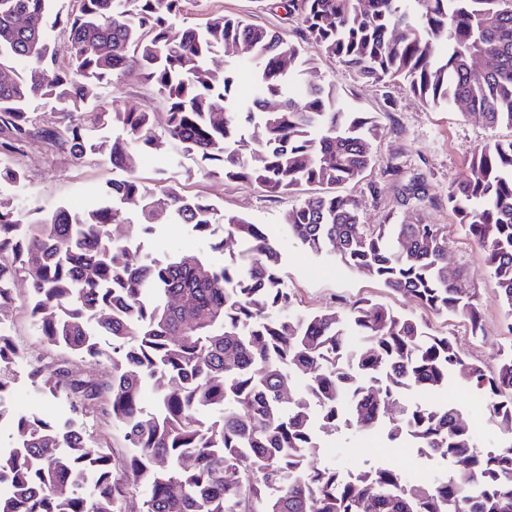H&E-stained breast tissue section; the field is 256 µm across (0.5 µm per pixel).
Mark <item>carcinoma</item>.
Returning <instances> with one entry per match:
<instances>
[{
    "mask_svg": "<svg viewBox=\"0 0 512 512\" xmlns=\"http://www.w3.org/2000/svg\"><path fill=\"white\" fill-rule=\"evenodd\" d=\"M50 0H0V67L24 72L0 82V156L40 137L80 160L93 150L129 173L80 212L64 207L25 224L0 197V311L20 279L43 344L33 356L0 335V396L23 361L44 395L63 396L56 418L10 415L15 443L0 451V512H122L129 490L140 512H512V446L482 448L459 410L420 408L405 392H440L455 378L485 396L512 434V346L498 367L468 360L452 336L422 317L364 300L346 310L303 312L284 288L275 237L247 217L219 213L174 186L155 193L135 173L159 139L155 113L112 107L77 111L95 88L129 69L165 99L163 135L217 161L224 179L273 197L322 187L284 214L288 236L313 255L326 244L349 270L413 298L425 312L463 315L483 335L467 270L448 273L444 227L359 223L358 202L338 188L357 184L373 161L381 126L372 112L343 104L333 83L294 84L311 65L278 30L229 15L171 32L183 0H77L47 23ZM326 55L374 81L398 80L432 108L456 107L490 127H512V0H277ZM67 33L66 54L49 27ZM222 49L233 64L218 83L206 67ZM251 70L254 94L235 98V74ZM50 108L45 120L30 111ZM275 101L279 110L268 112ZM112 126L90 144L84 122ZM139 208L141 232L187 224L210 240L216 221L242 250L219 266L193 251L166 260H129L132 238L116 224ZM448 211L475 241L512 316V139L473 151L448 186ZM98 334L112 338V351ZM93 360L88 374L73 360ZM296 397L280 396L291 376ZM147 385L156 411H141ZM392 418L384 421L387 411ZM118 428L126 452L112 457L84 420ZM355 423L387 441L451 457L452 479L412 480L389 467L341 471L311 464L315 427Z\"/></svg>",
    "mask_w": 512,
    "mask_h": 512,
    "instance_id": "obj_1",
    "label": "carcinoma"
}]
</instances>
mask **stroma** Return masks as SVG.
Masks as SVG:
<instances>
[{"mask_svg":"<svg viewBox=\"0 0 512 512\" xmlns=\"http://www.w3.org/2000/svg\"><path fill=\"white\" fill-rule=\"evenodd\" d=\"M217 13L277 29L288 40L303 42L307 57L315 62L314 69L303 74V81L336 84L349 104L375 113L381 134L374 145L372 166L361 182L344 186L343 191L358 199L361 223L381 224L391 213L408 224L446 226L452 263L469 270L480 297L484 334L472 338L468 322L459 316H434L430 324L433 329L454 336L469 359L486 369H495L508 341L502 330L505 308L480 250L455 223L445 197L449 184L464 172L471 152L493 139H512V126L501 124L489 129L466 120L460 112L428 108L402 82L375 84L361 79L336 59L327 57L320 46L306 39L295 18L283 9L271 8L268 0H185L176 25L180 28L199 26ZM97 96V103H114L123 108H145L158 113L166 109L164 100L135 70L99 85ZM6 162L22 169L24 177L19 183L0 186V197L10 198L31 210L76 207L84 204L89 196L100 195L108 183L125 176L124 171L113 167L106 155L90 152L78 161L68 149L50 145L40 138L31 140L20 153L7 157ZM392 165L400 167V176L389 174L388 168ZM137 174L151 189L179 183L188 194L206 197L219 210L235 212L254 223L266 225L280 242L284 283L295 294L296 306L301 310L338 308L364 297L385 303L399 312L418 310L412 300L393 294L377 281L340 265L333 246H326L322 255L313 256L291 241L282 218L295 204V197H270L257 187L225 181L216 164L165 140L154 154L145 157ZM416 187L425 190L427 202L421 204L409 199L410 190ZM124 217L126 223L120 231L134 238V259L162 260L180 250L201 245L198 235L188 225L161 224L152 234L144 235L137 226L136 210H126ZM28 302L27 283L16 282L6 319L12 326L14 340L32 349L38 347L39 336L28 315ZM10 398L11 410L40 416L62 415L66 407L63 399L36 392L23 364L15 369ZM437 399L455 406L466 421L482 419L483 424L476 434L479 446L498 448L512 442V436L502 433L492 418L484 397L452 381ZM359 435L356 426L343 424L333 431H318L319 447L312 457L313 463L353 471L379 466L402 472L412 469L437 477L451 476L455 470L453 464L420 456L413 448L390 447L384 440L378 441L376 456L356 458L351 448Z\"/></svg>","mask_w":512,"mask_h":512,"instance_id":"stroma-1","label":"stroma"}]
</instances>
